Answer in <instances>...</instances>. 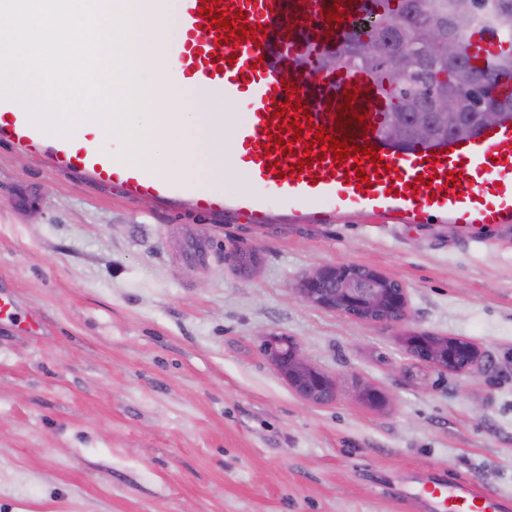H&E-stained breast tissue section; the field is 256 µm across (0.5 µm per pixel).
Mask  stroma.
Returning a JSON list of instances; mask_svg holds the SVG:
<instances>
[{
  "label": "stroma",
  "mask_w": 512,
  "mask_h": 512,
  "mask_svg": "<svg viewBox=\"0 0 512 512\" xmlns=\"http://www.w3.org/2000/svg\"><path fill=\"white\" fill-rule=\"evenodd\" d=\"M269 201L262 226L197 215L0 142V512H426L428 472L512 500V223ZM237 242L261 248L251 279ZM342 264L400 280L407 328L471 342L481 369L439 375L395 329L295 299ZM265 332L335 374V401L302 402ZM243 255H247L250 258V262L247 265H243L241 258ZM260 258V250L256 244L243 243L242 245H236L231 249L226 257V262L242 276H249L257 268V264Z\"/></svg>",
  "instance_id": "35a3bbf8"
}]
</instances>
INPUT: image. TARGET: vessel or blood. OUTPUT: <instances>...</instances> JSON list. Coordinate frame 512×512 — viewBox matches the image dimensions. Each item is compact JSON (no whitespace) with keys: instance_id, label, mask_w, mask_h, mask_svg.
I'll return each instance as SVG.
<instances>
[{"instance_id":"vessel-or-blood-1","label":"vessel or blood","mask_w":512,"mask_h":512,"mask_svg":"<svg viewBox=\"0 0 512 512\" xmlns=\"http://www.w3.org/2000/svg\"><path fill=\"white\" fill-rule=\"evenodd\" d=\"M204 4L178 0L181 36L164 45L166 55L176 62L170 78L212 103L251 100L252 111L239 116L225 142L229 169L246 174L256 192L230 195L220 184L202 191L156 169L122 164L108 151L85 146L84 129H74L68 137L49 134L13 99H0V141L47 161L58 173H82L100 183L121 184L134 199L153 198L209 214L230 208L255 225L266 222L268 189L289 202L315 205L322 220L347 211L397 213L409 224L420 223L425 215L462 225L512 222V121L467 139L397 149L380 135L386 104L368 74L339 71L322 80L311 75L303 58L308 38L328 45L355 29L367 12L365 0H222L213 15L241 17L255 31L254 41L238 43L227 39L226 28L215 26L212 15L201 14ZM336 4L344 14L340 22L327 17ZM468 50L484 66L498 54L499 45L476 32L468 39ZM348 92L356 93L352 108L366 115L365 125L342 121L339 107ZM292 96L306 105L314 124L331 131L343 126L349 144L374 147L383 167L351 157L340 165L330 157L303 165L304 144L314 137L308 130L292 151L267 152L269 136L281 125L278 113ZM365 175L370 178L366 184L361 181ZM422 175L429 177V184L419 183ZM416 490L427 512H512V504L479 492L465 479L450 483L430 474L418 480Z\"/></svg>"}]
</instances>
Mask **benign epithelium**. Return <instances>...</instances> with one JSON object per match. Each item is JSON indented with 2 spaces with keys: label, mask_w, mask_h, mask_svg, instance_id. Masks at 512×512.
I'll return each mask as SVG.
<instances>
[{
  "label": "benign epithelium",
  "mask_w": 512,
  "mask_h": 512,
  "mask_svg": "<svg viewBox=\"0 0 512 512\" xmlns=\"http://www.w3.org/2000/svg\"><path fill=\"white\" fill-rule=\"evenodd\" d=\"M435 109L434 113L416 114L412 123L416 132L429 135L438 120L448 123L450 128L462 122L461 112L452 99H440ZM259 258V247L244 243L234 246L225 260L236 272L248 276L257 268ZM292 291L309 306L391 328L403 324L409 314L404 285L386 273L366 266H318L300 279ZM397 340L408 355L441 374L466 375L480 366L478 351L465 340L448 339L420 330L401 331ZM260 351L305 403L324 405L335 399L336 376L309 362L293 340L286 341L278 334L265 333L261 337ZM354 392L359 400L371 405H381L386 400L381 390L366 383H356Z\"/></svg>",
  "instance_id": "benign-epithelium-1"
}]
</instances>
